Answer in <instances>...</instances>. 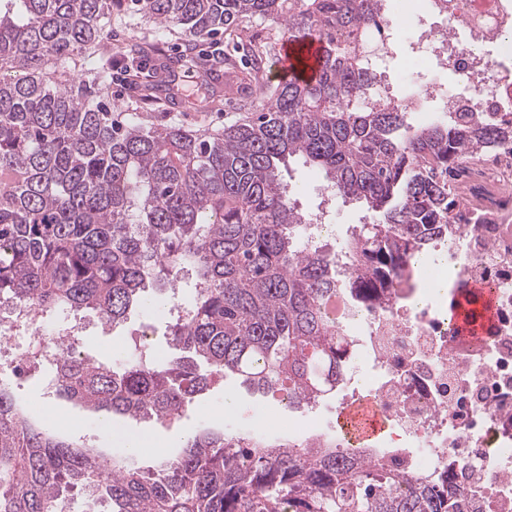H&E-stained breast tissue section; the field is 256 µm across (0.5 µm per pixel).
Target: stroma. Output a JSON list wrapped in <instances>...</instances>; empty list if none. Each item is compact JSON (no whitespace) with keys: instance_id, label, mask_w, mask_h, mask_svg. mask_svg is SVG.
<instances>
[{"instance_id":"1","label":"stroma","mask_w":512,"mask_h":512,"mask_svg":"<svg viewBox=\"0 0 512 512\" xmlns=\"http://www.w3.org/2000/svg\"><path fill=\"white\" fill-rule=\"evenodd\" d=\"M225 49L232 52V68L214 72L209 85H202L194 74L181 66L179 59L184 43L172 38L168 46L152 56L149 66L156 76H170L171 82L162 98L156 102L145 101L139 80L124 74L115 75L112 82V104L119 112H147L151 123L156 125L178 124L190 130L208 129L218 131L239 120L236 101L224 92V86L233 82L246 85L250 65L244 50L234 49L232 42H225ZM289 196L307 212L317 208L320 202L319 190L324 178L322 172L300 159L291 160L284 173ZM168 321L166 306L130 312L127 319L117 327L114 335L98 336L88 334L83 349L90 355L115 363L121 362L129 353L133 342L130 330L147 327V347L162 356L171 355L167 344ZM19 400L33 410L35 416L51 425L66 437L97 448L104 455H121L125 449L126 434L146 433L154 442L153 450L137 455L141 467H149L157 460L166 458L182 448L187 437L206 429L227 430L242 434L252 433L255 427V403L259 396L248 391L239 381L227 377L216 382L208 394L193 404L183 417L174 422H143L128 419L119 422L116 432L104 431L97 413L74 406L46 391L39 374H32L20 380L15 386ZM237 399L236 409L230 415H222L225 396Z\"/></svg>"}]
</instances>
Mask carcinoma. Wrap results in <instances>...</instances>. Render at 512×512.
I'll use <instances>...</instances> for the list:
<instances>
[{
  "instance_id": "cac0c4a2",
  "label": "carcinoma",
  "mask_w": 512,
  "mask_h": 512,
  "mask_svg": "<svg viewBox=\"0 0 512 512\" xmlns=\"http://www.w3.org/2000/svg\"><path fill=\"white\" fill-rule=\"evenodd\" d=\"M158 31L196 39L259 21L281 40L323 44L312 81H263V46L247 37L256 88L247 115L221 131L112 117L116 69L144 72L157 45L97 55L112 6ZM389 23L386 0H0V299L48 315L93 312L117 326L146 288L171 290L192 266L189 316L169 326L177 354L120 364L67 358L56 395L116 418H180L228 375L288 406L333 396L351 352L326 304L336 253H307L304 214L281 182L300 158L326 187L365 203L348 245L358 303L397 288L448 231V174L479 148L512 142V117L481 112L412 125L377 82L369 32ZM366 468L332 445L271 444L206 430L149 471L124 456L78 448L38 421L0 383V512H72L74 495L105 512H448L422 482Z\"/></svg>"
}]
</instances>
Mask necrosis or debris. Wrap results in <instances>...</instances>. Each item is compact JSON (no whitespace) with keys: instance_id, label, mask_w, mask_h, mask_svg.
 Segmentation results:
<instances>
[{"instance_id":"4bbe7bcc","label":"necrosis or debris","mask_w":512,"mask_h":512,"mask_svg":"<svg viewBox=\"0 0 512 512\" xmlns=\"http://www.w3.org/2000/svg\"><path fill=\"white\" fill-rule=\"evenodd\" d=\"M398 31L415 32L414 53L431 77L387 81L375 99H397L409 112L421 102L440 113L468 108L512 112V0H436L403 7ZM453 72L455 84L442 75ZM333 201L322 190L304 224L306 251L334 237ZM446 234L429 246L430 263L409 287L389 288L365 309L336 296L329 303L354 342L358 369L385 435L374 457L404 470L408 486L437 477L457 512H512V148L473 155L457 177ZM496 291L497 321L478 342H452L446 286ZM82 316L50 320L34 307L0 303V380L40 363L59 369L63 349L79 347Z\"/></svg>"}]
</instances>
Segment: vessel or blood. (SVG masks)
Listing matches in <instances>:
<instances>
[{
    "instance_id": "b4317fda",
    "label": "vessel or blood",
    "mask_w": 512,
    "mask_h": 512,
    "mask_svg": "<svg viewBox=\"0 0 512 512\" xmlns=\"http://www.w3.org/2000/svg\"><path fill=\"white\" fill-rule=\"evenodd\" d=\"M321 52L320 43L313 38L284 42L279 57L281 75L311 79L316 73ZM448 313L457 338H481L496 321V293L494 289L480 285L463 289L455 294ZM338 423L343 431L358 430L359 439L364 443L383 430V422L367 398L341 410Z\"/></svg>"
}]
</instances>
